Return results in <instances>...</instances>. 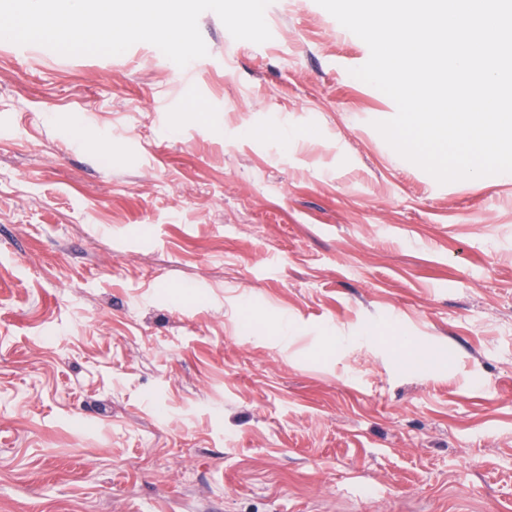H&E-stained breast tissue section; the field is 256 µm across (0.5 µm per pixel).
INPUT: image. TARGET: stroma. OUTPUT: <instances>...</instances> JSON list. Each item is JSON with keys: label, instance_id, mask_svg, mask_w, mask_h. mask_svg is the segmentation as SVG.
Segmentation results:
<instances>
[{"label": "stroma", "instance_id": "stroma-1", "mask_svg": "<svg viewBox=\"0 0 512 512\" xmlns=\"http://www.w3.org/2000/svg\"><path fill=\"white\" fill-rule=\"evenodd\" d=\"M265 18L0 40V512H512V178L438 183L361 39Z\"/></svg>", "mask_w": 512, "mask_h": 512}]
</instances>
